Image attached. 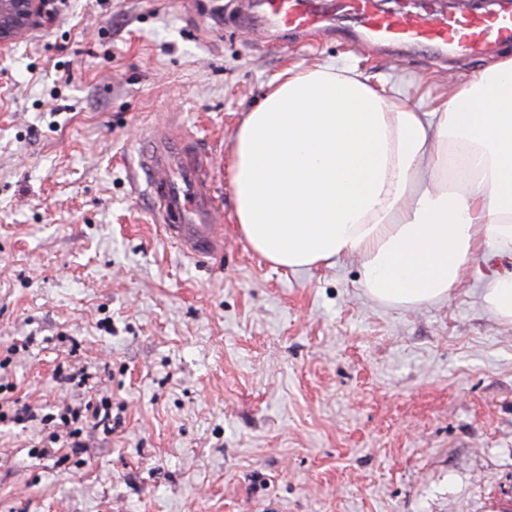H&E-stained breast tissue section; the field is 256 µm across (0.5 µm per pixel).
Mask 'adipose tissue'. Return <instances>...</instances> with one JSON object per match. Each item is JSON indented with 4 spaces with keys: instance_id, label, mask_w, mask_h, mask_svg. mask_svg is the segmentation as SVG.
<instances>
[{
    "instance_id": "ef3b65f1",
    "label": "adipose tissue",
    "mask_w": 512,
    "mask_h": 512,
    "mask_svg": "<svg viewBox=\"0 0 512 512\" xmlns=\"http://www.w3.org/2000/svg\"><path fill=\"white\" fill-rule=\"evenodd\" d=\"M232 156L236 220L262 257L355 256L377 301L444 300L480 251L512 258V53L431 112L355 68L286 69Z\"/></svg>"
}]
</instances>
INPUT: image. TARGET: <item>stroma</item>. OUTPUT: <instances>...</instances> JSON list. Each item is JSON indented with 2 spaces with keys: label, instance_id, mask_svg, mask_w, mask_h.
Returning a JSON list of instances; mask_svg holds the SVG:
<instances>
[{
  "label": "stroma",
  "instance_id": "stroma-1",
  "mask_svg": "<svg viewBox=\"0 0 512 512\" xmlns=\"http://www.w3.org/2000/svg\"><path fill=\"white\" fill-rule=\"evenodd\" d=\"M238 3L50 0L0 55L10 397L46 414L93 388L122 419L48 459L39 423L0 424V512H512V326L483 305L485 255L443 302L383 304L356 260L253 251L231 182L242 114L284 69L352 66L429 110L488 58L260 44ZM159 126L212 158L213 256L156 219L139 155ZM83 366L88 387L59 385Z\"/></svg>",
  "mask_w": 512,
  "mask_h": 512
}]
</instances>
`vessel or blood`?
Returning <instances> with one entry per match:
<instances>
[{
  "instance_id": "obj_1",
  "label": "vessel or blood",
  "mask_w": 512,
  "mask_h": 512,
  "mask_svg": "<svg viewBox=\"0 0 512 512\" xmlns=\"http://www.w3.org/2000/svg\"><path fill=\"white\" fill-rule=\"evenodd\" d=\"M235 21L267 42L340 23L357 44L424 50L437 58L487 54L512 42V12L450 13L436 0H414L398 11L379 0H244ZM140 168L167 239L192 258L217 253L223 241L212 224L218 201L210 161L193 137L153 130Z\"/></svg>"
}]
</instances>
